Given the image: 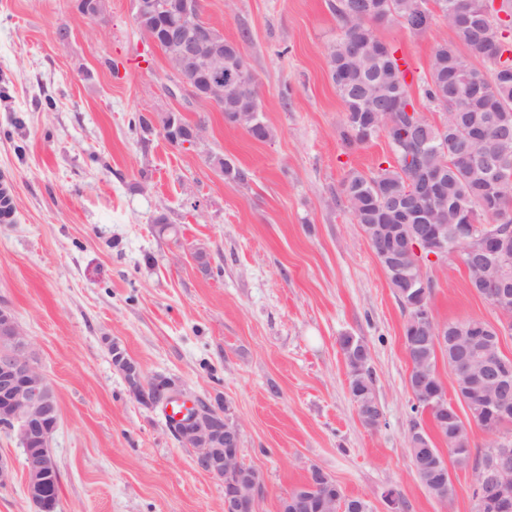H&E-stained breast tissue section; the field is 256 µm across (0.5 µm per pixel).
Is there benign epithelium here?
<instances>
[{
    "label": "benign epithelium",
    "instance_id": "1",
    "mask_svg": "<svg viewBox=\"0 0 512 512\" xmlns=\"http://www.w3.org/2000/svg\"><path fill=\"white\" fill-rule=\"evenodd\" d=\"M109 0H76V12L83 19H96L107 11ZM133 20L148 39L164 44L165 57L176 87L188 90L198 100L224 109V38L201 17L200 0H131ZM172 133L175 142L191 147L202 139V128L189 125L172 112L149 119ZM474 246L498 260L508 256L498 232H483L471 238ZM372 244L391 265L400 264L410 254L421 256V245L430 249L427 260L446 265L448 259L462 263L459 253L448 248V225L427 224L419 231V241L401 232L399 224L378 228ZM500 318L512 320V291L503 288L496 297ZM411 325L430 335L435 344L448 342V325L438 321L430 308L413 315ZM467 358L452 368L454 378L463 379L485 391L502 390L512 378V362L494 350V338L472 330L459 336ZM117 367L135 398L141 392L145 406L165 412L169 431L181 445L194 452L198 470L212 477L234 479L236 489L224 498V512H239L247 501H256L263 484L258 472L243 461L241 425L224 416L205 400L187 398L183 385L156 373L145 375L141 366L123 357L120 344L112 342ZM58 426L54 390L38 366L32 342L16 319L12 308L0 303V430L23 451L26 470L25 492L32 512H58L59 499L49 487V479L60 478L53 452L46 449ZM486 512H512V438L493 436L487 462V478L482 494Z\"/></svg>",
    "mask_w": 512,
    "mask_h": 512
}]
</instances>
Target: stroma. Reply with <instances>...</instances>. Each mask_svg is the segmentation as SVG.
Wrapping results in <instances>:
<instances>
[{
	"mask_svg": "<svg viewBox=\"0 0 512 512\" xmlns=\"http://www.w3.org/2000/svg\"><path fill=\"white\" fill-rule=\"evenodd\" d=\"M330 0H201L203 18L235 43L271 129L252 138L215 106L172 94L165 55L135 26L130 0L85 21L74 0H0V187L14 215L0 222V300L14 311L52 384L51 443L59 512H224V485L201 472L164 412L128 392L108 344L146 374L179 379L189 398L226 402L243 427V457L263 477L256 512H279L310 468L386 512H474L472 470L450 466L456 495L433 497L408 447L412 415L406 314L360 225L337 202L349 170L389 158L385 137L345 148L344 108L327 55L340 29ZM380 37L422 83L442 17L415 34ZM175 112L202 126L183 148L162 129L134 134L141 114ZM246 180L224 179L210 155ZM166 217L176 232L156 233ZM438 321L494 323L463 267L426 266ZM345 336L370 352L382 421L366 426L349 390ZM0 512H32L21 448Z\"/></svg>",
	"mask_w": 512,
	"mask_h": 512,
	"instance_id": "stroma-1",
	"label": "stroma"
}]
</instances>
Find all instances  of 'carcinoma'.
Returning <instances> with one entry per match:
<instances>
[{
  "label": "carcinoma",
  "instance_id": "1",
  "mask_svg": "<svg viewBox=\"0 0 512 512\" xmlns=\"http://www.w3.org/2000/svg\"><path fill=\"white\" fill-rule=\"evenodd\" d=\"M459 0H332L330 8L339 23L340 35L328 55L329 75L344 105L345 116L340 138L348 148L361 146L382 134L386 137L392 161L364 174L347 173L341 184L340 197L352 219L370 236L373 224H414L411 215L421 202L434 224H446L452 231L471 220L482 227L492 226L504 239L512 238V184L499 183L503 174H495L481 163L466 165L460 154L473 152L487 161L503 156L512 159V21L498 36V58L494 64L477 67L460 53L463 46L482 57V36L492 21L480 14L461 21L456 15ZM435 5L447 22L456 42L437 44L432 52L423 95L431 103L455 115L456 123L434 126L418 115L408 82L407 69L397 49L378 57L355 53L348 39L381 41L375 25L397 21L414 33L426 31L433 20L430 5ZM240 93L234 83L224 81V121L239 125L243 111ZM413 116H408V112ZM390 288L407 312L414 313L422 302L419 289L381 262ZM501 273L490 269L484 255L472 256L467 264L469 285L478 295L493 302V292L501 280L512 283V256L500 264ZM405 346L413 364L423 360L436 367L437 354L453 363L461 356L452 343L435 349L419 334L404 328ZM350 368V393L354 402L375 399V379L370 367ZM459 401L470 410L481 402L480 390L457 386ZM411 412L428 413L448 443V455L462 467H472L475 474L473 500L482 489L481 472L488 448L471 446L470 428L494 422L497 417L485 410L479 420L463 421L448 410V423L433 411L434 400L421 391H413ZM415 473L435 496L433 460L412 456ZM336 508L342 512H371L369 503L360 497L343 494L335 486Z\"/></svg>",
  "mask_w": 512,
  "mask_h": 512
}]
</instances>
